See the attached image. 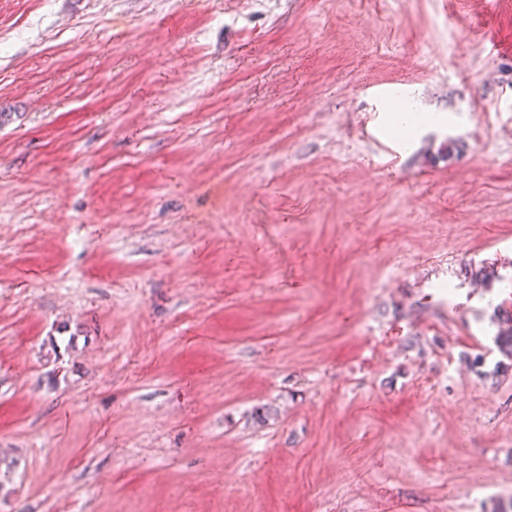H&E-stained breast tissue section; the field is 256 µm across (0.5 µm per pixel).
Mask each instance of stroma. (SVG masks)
I'll return each mask as SVG.
<instances>
[{"mask_svg": "<svg viewBox=\"0 0 512 512\" xmlns=\"http://www.w3.org/2000/svg\"><path fill=\"white\" fill-rule=\"evenodd\" d=\"M488 29L512 0H0V512L512 501ZM495 314L498 331L493 337V343L504 357L512 359V311L504 304H500L497 306Z\"/></svg>", "mask_w": 512, "mask_h": 512, "instance_id": "35a3bbf8", "label": "stroma"}]
</instances>
